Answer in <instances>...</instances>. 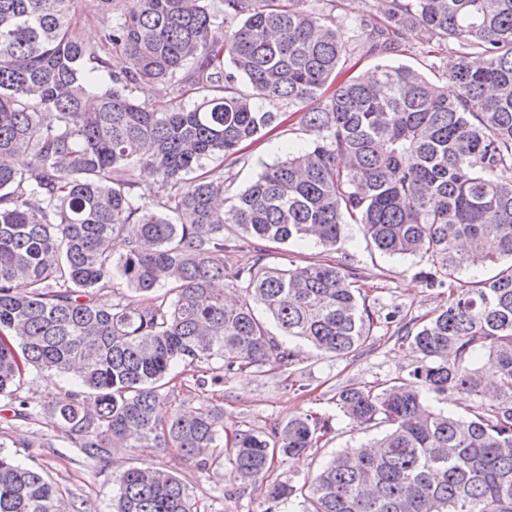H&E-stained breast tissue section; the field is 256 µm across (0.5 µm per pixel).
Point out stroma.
Wrapping results in <instances>:
<instances>
[{"label":"stroma","instance_id":"stroma-1","mask_svg":"<svg viewBox=\"0 0 512 512\" xmlns=\"http://www.w3.org/2000/svg\"><path fill=\"white\" fill-rule=\"evenodd\" d=\"M309 4L317 12L343 18L349 24L345 33L349 54L338 69L337 82L369 73L379 65L398 63L415 67L432 79L445 74L457 60L455 44H448L430 56L410 33L403 35L399 51L369 54L359 23L366 15L375 13V0H309ZM309 140V133L300 126H283L277 133L245 148L239 162L225 164L224 175L233 180L235 187H244L265 165L280 159L281 145L305 144ZM266 250L265 262L270 266L293 268L320 260L353 268L374 317L370 345L347 356L330 358L316 355L290 340L286 347L294 354L291 365L271 364L261 374L232 370L225 372L222 384L205 386L198 385L195 376L188 372L170 385L169 400L175 405L223 408L224 433L228 436L248 428L268 433L295 415H333V431L318 447L296 458L277 459L268 474L267 480L277 479L299 487L337 451L368 443L378 436L377 428L356 426L337 414L332 401L336 389L345 384L375 388L407 375L413 360L389 318H427L440 305L443 295L440 289L419 282L417 274L425 266L423 259L388 256L369 249L357 224L344 226L342 242L333 251L312 241L301 245L270 244ZM70 388L65 379L48 380L36 372H27L21 395L38 412L35 420L28 422L14 420L11 402L0 400V444L23 464L48 465L51 478L66 496L89 500L94 512H112L117 476L132 466L154 465L172 470L181 478L196 501L198 512H266V480L243 481L228 464L201 470L180 459L173 449L159 455L146 448H119L105 469H93L70 447L46 410L48 403L58 400Z\"/></svg>","mask_w":512,"mask_h":512}]
</instances>
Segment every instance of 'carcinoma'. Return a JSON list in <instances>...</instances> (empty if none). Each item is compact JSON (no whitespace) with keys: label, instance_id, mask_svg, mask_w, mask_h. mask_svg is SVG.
<instances>
[{"label":"carcinoma","instance_id":"cac0c4a2","mask_svg":"<svg viewBox=\"0 0 512 512\" xmlns=\"http://www.w3.org/2000/svg\"><path fill=\"white\" fill-rule=\"evenodd\" d=\"M79 4L100 20L91 43ZM378 10L362 23L370 52L397 51L406 32L429 49L458 44L454 97L384 65L309 107L333 82L347 25L304 0H0V398L19 401L14 416L32 418L26 369L66 375L77 390L50 410L90 465L116 448H174L204 470L225 459L245 481L266 477L275 458L317 447L332 417L226 441L218 407L180 404L160 420L162 389L189 369L218 385L226 370L292 362L270 320L319 355L364 348L374 319L344 264L270 267L258 247L232 275L240 296L214 287L227 224L261 244L313 237L331 249L359 224L375 250L423 258L420 282L448 300L398 327L408 377L334 396L352 422L385 427L380 438L337 452L301 488L269 482L267 512L294 497L300 512H512V183L497 178L512 167V0ZM143 83L161 85L166 104L140 101ZM278 104L314 139L232 189L224 158L282 124ZM140 165L154 182L132 177ZM465 262L498 270L463 282ZM448 392L479 404L468 417L436 410L429 397ZM112 508L197 512L155 466L124 470ZM0 512L88 510L0 450Z\"/></svg>","mask_w":512,"mask_h":512}]
</instances>
